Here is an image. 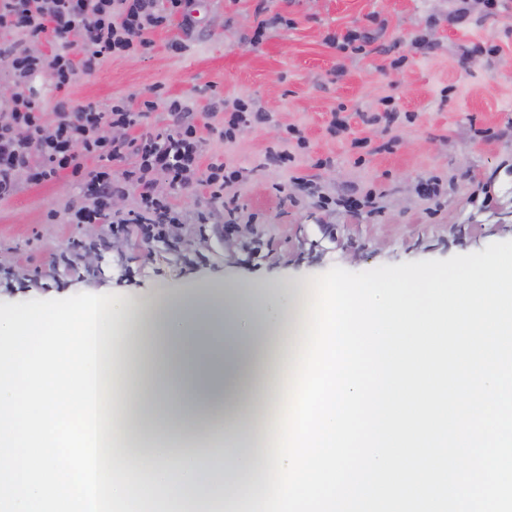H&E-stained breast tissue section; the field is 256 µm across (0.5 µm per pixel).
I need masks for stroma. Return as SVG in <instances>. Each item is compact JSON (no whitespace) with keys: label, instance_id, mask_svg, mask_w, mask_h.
<instances>
[{"label":"stroma","instance_id":"35a3bbf8","mask_svg":"<svg viewBox=\"0 0 512 512\" xmlns=\"http://www.w3.org/2000/svg\"><path fill=\"white\" fill-rule=\"evenodd\" d=\"M265 5L257 14V5ZM458 0H205L198 22L172 20L153 35L144 59L115 57L68 90L77 102L108 105L148 95L154 85L181 98L199 125H217L227 100L244 96L270 113L269 123L241 131L227 144L209 137L205 156L220 155L247 173L232 188L239 211L228 223L204 191L169 190L186 222L178 236L146 240L140 231L118 242L86 224H49L48 211L76 199L74 178L22 186L0 202V315L63 314L104 296L121 309L165 290L282 288L310 285L338 266L362 272L382 265L447 259L512 240V0L493 15L471 12L452 21ZM282 16L262 44L250 41L261 17ZM376 17L385 51L345 55L330 37ZM426 37L430 50L414 49ZM182 54L171 53L172 41ZM496 43L487 58L481 45ZM403 55L401 70L390 68ZM393 97L408 121L387 128L362 123L378 98ZM344 111L348 130L328 131ZM303 129L308 149L292 168L262 166L282 130ZM492 129L495 138L478 137ZM366 140L357 149L353 140ZM331 158L330 166L315 162ZM436 176L439 205L418 185ZM336 193L373 190L376 212L324 210L291 187L292 178Z\"/></svg>","mask_w":512,"mask_h":512}]
</instances>
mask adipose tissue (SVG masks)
I'll list each match as a JSON object with an SVG mask.
<instances>
[{
    "instance_id": "ef3b65f1",
    "label": "adipose tissue",
    "mask_w": 512,
    "mask_h": 512,
    "mask_svg": "<svg viewBox=\"0 0 512 512\" xmlns=\"http://www.w3.org/2000/svg\"><path fill=\"white\" fill-rule=\"evenodd\" d=\"M295 330L292 304L273 289L202 288L123 309L92 300L65 315L0 318V512H208L213 500L250 512L264 485L230 499L216 482L199 496L190 456L175 481L160 468L148 478L104 469L100 428L113 412L125 454L160 456L200 438L219 463L226 445L272 441L290 380L280 355ZM105 336L131 346L112 373L121 383L141 374L137 410L99 396Z\"/></svg>"
}]
</instances>
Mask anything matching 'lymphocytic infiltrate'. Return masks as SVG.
<instances>
[{"label": "lymphocytic infiltrate", "mask_w": 512, "mask_h": 512, "mask_svg": "<svg viewBox=\"0 0 512 512\" xmlns=\"http://www.w3.org/2000/svg\"><path fill=\"white\" fill-rule=\"evenodd\" d=\"M195 7L196 0H0V29L23 35L0 44V63L14 87L0 98V201L21 184L69 175L77 180L79 199L66 209L68 223L109 224L119 231L147 223L151 234L166 237L181 227L183 214L159 192V181L181 190L203 186L213 200L241 182V170L224 161L202 164L205 139L192 112L183 100L165 96L162 86L153 88L152 98H119L104 107L64 95L79 75L94 73L109 58L148 53L150 32L170 18L194 25ZM47 32L59 44L56 51L41 54L27 45V38ZM40 76L63 93L53 109H46L33 87ZM160 108L171 120L165 132L128 137V130ZM269 120L251 99L238 97L225 102L216 135L231 143L244 128ZM128 155L132 166L112 170V160ZM91 158L101 160V167L86 170ZM131 191L134 208L113 211V198Z\"/></svg>", "instance_id": "1"}]
</instances>
